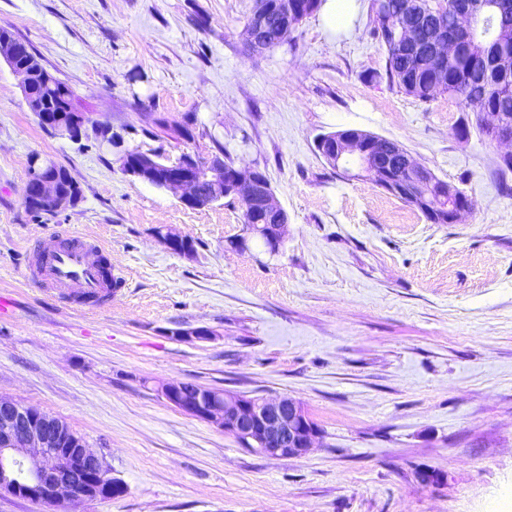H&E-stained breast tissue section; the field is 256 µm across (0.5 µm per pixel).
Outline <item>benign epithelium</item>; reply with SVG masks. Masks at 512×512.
I'll return each instance as SVG.
<instances>
[{
	"mask_svg": "<svg viewBox=\"0 0 512 512\" xmlns=\"http://www.w3.org/2000/svg\"><path fill=\"white\" fill-rule=\"evenodd\" d=\"M438 16L436 4L428 15L412 20L403 27V43L430 60L436 70L445 71L448 64L466 58L470 70L483 72L485 59L470 56V37L481 24L480 11L473 0H455L453 21L439 23V34H431V18ZM302 15L292 0H277L276 15L260 9L251 18L248 47L263 52L281 41ZM0 60L20 79L29 110L39 114L38 120L64 138L79 140L87 119L73 112L43 111V104L32 97L38 72L19 61L17 44L0 41ZM478 122L495 142L508 147L500 162L512 168V121L498 112L477 113ZM319 153L334 160L348 176L367 173L382 189L408 200L424 211L431 208L423 193L427 185L436 182L435 174L415 162L397 141L366 134L356 128H345L317 139ZM196 159L188 156L171 164L172 172L164 188H182L184 205L197 208L234 196L242 201L245 211H262L276 217L273 248L278 250L285 240L288 216L279 203L270 182L258 171L233 169L224 175V162L211 158L205 175H195ZM48 163L36 157L32 161L25 194L60 213L72 207V194L60 187L47 172ZM471 203L465 196H456L448 214H435L436 221L456 224L470 212ZM171 250L183 249L189 238L170 231L159 234ZM175 336L182 340H209L213 331L205 328L180 329ZM165 400L182 412L205 421L233 437L245 449L272 458H300L316 444L320 430L304 404L289 396L252 397L226 389L217 396L200 385L185 390V383L170 381L159 385ZM107 466L103 458L90 451L79 434L63 419L11 399L0 398V492L35 501L57 502L61 497H100L114 494L122 484H107Z\"/></svg>",
	"mask_w": 512,
	"mask_h": 512,
	"instance_id": "1",
	"label": "benign epithelium"
}]
</instances>
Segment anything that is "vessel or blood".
<instances>
[{
	"label": "vessel or blood",
	"mask_w": 512,
	"mask_h": 512,
	"mask_svg": "<svg viewBox=\"0 0 512 512\" xmlns=\"http://www.w3.org/2000/svg\"><path fill=\"white\" fill-rule=\"evenodd\" d=\"M28 277L38 287L72 303L91 307L105 303L113 273L104 262V247L95 239L69 235L37 244Z\"/></svg>",
	"instance_id": "b4317fda"
}]
</instances>
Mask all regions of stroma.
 Here are the masks:
<instances>
[{
	"label": "stroma",
	"instance_id": "stroma-1",
	"mask_svg": "<svg viewBox=\"0 0 512 512\" xmlns=\"http://www.w3.org/2000/svg\"><path fill=\"white\" fill-rule=\"evenodd\" d=\"M254 0H0V28L30 45L92 123L123 146L44 129L0 65V398L65 420L125 493L0 512H507L512 507V173L473 113L387 81L369 0L345 26L320 15L290 42L247 51ZM195 120L192 141L158 132ZM467 136H459L460 128ZM398 141L472 210L433 224L370 179H347L319 136ZM265 172L288 214L277 254L231 249L244 205L190 208L122 170L121 149ZM70 171L76 207L25 206L32 154ZM189 236L192 256L155 236ZM89 235L124 283L88 312L31 284L30 248ZM206 327L208 341L176 329ZM300 400L321 438L306 456L242 448L160 394L162 381Z\"/></svg>",
	"mask_w": 512,
	"mask_h": 512
}]
</instances>
